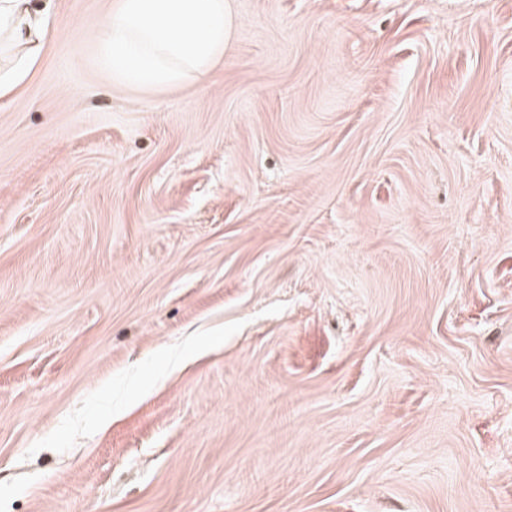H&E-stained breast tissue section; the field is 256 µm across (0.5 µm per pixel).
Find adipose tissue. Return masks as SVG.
<instances>
[{
    "instance_id": "1",
    "label": "adipose tissue",
    "mask_w": 512,
    "mask_h": 512,
    "mask_svg": "<svg viewBox=\"0 0 512 512\" xmlns=\"http://www.w3.org/2000/svg\"><path fill=\"white\" fill-rule=\"evenodd\" d=\"M46 33V19L29 0H0V99L17 91L35 64Z\"/></svg>"
}]
</instances>
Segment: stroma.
Listing matches in <instances>:
<instances>
[{"instance_id": "stroma-1", "label": "stroma", "mask_w": 512, "mask_h": 512, "mask_svg": "<svg viewBox=\"0 0 512 512\" xmlns=\"http://www.w3.org/2000/svg\"><path fill=\"white\" fill-rule=\"evenodd\" d=\"M211 80L33 0L0 101V512H512V0H229ZM29 0L0 1V99L17 91L35 64L46 33V18Z\"/></svg>"}]
</instances>
